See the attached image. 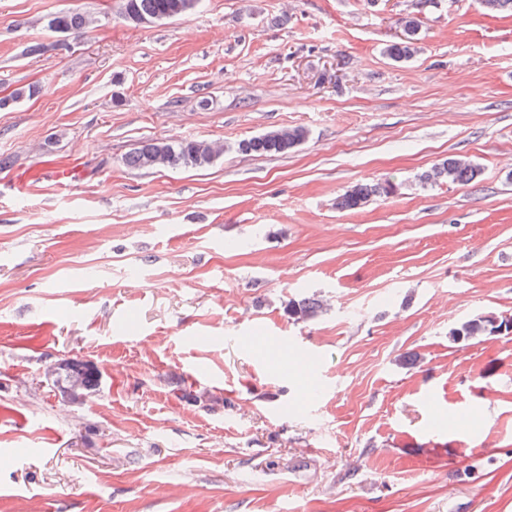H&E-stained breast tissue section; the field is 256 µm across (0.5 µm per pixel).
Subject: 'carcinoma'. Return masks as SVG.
<instances>
[{"label": "carcinoma", "instance_id": "carcinoma-1", "mask_svg": "<svg viewBox=\"0 0 512 512\" xmlns=\"http://www.w3.org/2000/svg\"><path fill=\"white\" fill-rule=\"evenodd\" d=\"M198 0H123L122 15L125 19L143 24L163 21L189 14ZM89 18L76 11H61L48 21L51 30L80 36L89 26ZM403 38L390 43L387 55L395 61L412 58L418 50V34L422 20L409 14L401 20ZM307 138L302 126L275 129L243 139L237 144L240 152L259 156L286 155L300 146ZM221 154L206 141L182 140L179 142L144 141L135 147L125 158L128 167L138 170L156 168H205L210 166ZM480 175L479 167L471 161L450 156L435 164L431 170L421 175L424 183L469 184ZM396 185L390 180L368 181L356 184L342 194L337 206L341 210L354 211L363 207L373 197H387L393 194ZM322 310L321 302L313 297L298 295L288 300L285 313L288 319L298 323L315 318ZM509 322L499 320L492 313L465 321L450 330L455 341L476 339L497 334L499 325ZM52 385L57 388L71 404H80L95 391L100 375L95 366L88 361L63 359L49 370Z\"/></svg>", "mask_w": 512, "mask_h": 512}]
</instances>
